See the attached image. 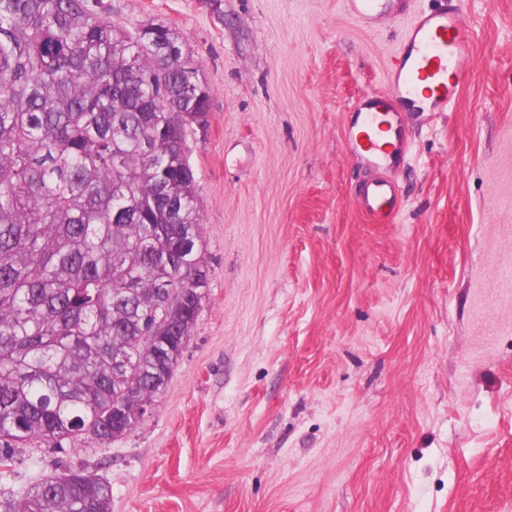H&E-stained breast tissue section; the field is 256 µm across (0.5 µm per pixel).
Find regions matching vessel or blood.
<instances>
[{
    "label": "vessel or blood",
    "mask_w": 512,
    "mask_h": 512,
    "mask_svg": "<svg viewBox=\"0 0 512 512\" xmlns=\"http://www.w3.org/2000/svg\"><path fill=\"white\" fill-rule=\"evenodd\" d=\"M464 5L465 0H434L418 12L405 28L387 72L385 92L359 98L356 110L362 128L355 143L370 160H389L379 134L393 128L399 106L419 88L428 90L431 111H447L455 102L463 76L461 64L472 46L471 32L463 22ZM357 202L366 215H390L396 209V192L391 184L376 180L365 186Z\"/></svg>",
    "instance_id": "obj_1"
}]
</instances>
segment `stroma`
Here are the masks:
<instances>
[{"label": "stroma", "mask_w": 512, "mask_h": 512, "mask_svg": "<svg viewBox=\"0 0 512 512\" xmlns=\"http://www.w3.org/2000/svg\"><path fill=\"white\" fill-rule=\"evenodd\" d=\"M345 0H102L175 29L210 94L187 136L209 287L151 414L31 441L0 505L68 470L112 512H512V0H468L448 111L409 112L386 224L359 210L358 98L403 10Z\"/></svg>", "instance_id": "stroma-1"}]
</instances>
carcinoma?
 Masks as SVG:
<instances>
[{
    "instance_id": "cac0c4a2",
    "label": "carcinoma",
    "mask_w": 512,
    "mask_h": 512,
    "mask_svg": "<svg viewBox=\"0 0 512 512\" xmlns=\"http://www.w3.org/2000/svg\"><path fill=\"white\" fill-rule=\"evenodd\" d=\"M184 46L100 0H0V464L14 443L112 440L119 404L131 431L191 336L187 292L156 343L138 339L163 295L208 278L185 146L210 96ZM111 505L109 482L73 470L5 512Z\"/></svg>"
}]
</instances>
